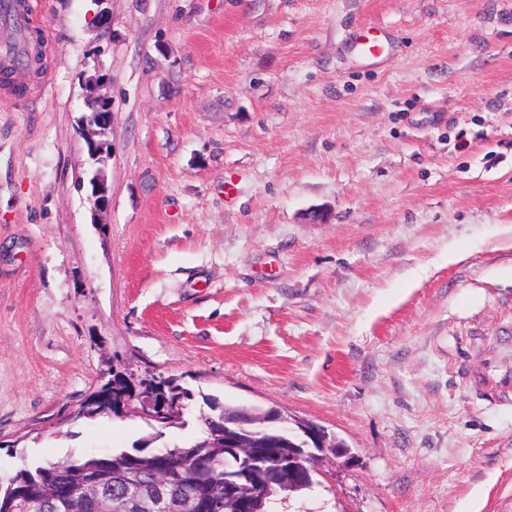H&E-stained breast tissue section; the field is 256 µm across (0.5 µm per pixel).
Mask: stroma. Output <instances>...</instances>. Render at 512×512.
Wrapping results in <instances>:
<instances>
[{
	"label": "stroma",
	"instance_id": "1",
	"mask_svg": "<svg viewBox=\"0 0 512 512\" xmlns=\"http://www.w3.org/2000/svg\"><path fill=\"white\" fill-rule=\"evenodd\" d=\"M107 6L39 0L40 71L0 84V482L149 437L67 421L117 359L192 392L154 449L208 395L341 440L285 512H512V0ZM89 144L92 147V150L90 151L91 158L94 160L95 164L98 165L90 178L95 185V192L91 202L93 209L101 212L108 206V190L104 182L103 167L106 165L107 158H109V156H107V152L103 147V144L96 142H89Z\"/></svg>",
	"mask_w": 512,
	"mask_h": 512
}]
</instances>
